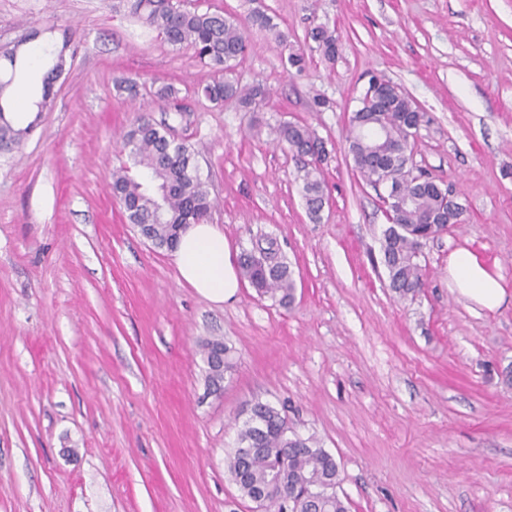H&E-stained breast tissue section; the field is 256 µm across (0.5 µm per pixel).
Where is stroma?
Returning <instances> with one entry per match:
<instances>
[{"label": "stroma", "mask_w": 512, "mask_h": 512, "mask_svg": "<svg viewBox=\"0 0 512 512\" xmlns=\"http://www.w3.org/2000/svg\"><path fill=\"white\" fill-rule=\"evenodd\" d=\"M130 5L0 0V51L36 28L56 49L65 26L75 50L38 123L0 141V512H254L226 460L257 399L335 457L348 512H512V0H185L259 7L286 36L248 32L237 74L268 91L257 112L201 96L209 69ZM321 24L335 59L310 36ZM374 76L432 116L414 158L466 207L423 246L412 300L388 286L384 205L346 141ZM166 84L176 100L156 97ZM141 105L196 149L233 256L271 244L291 264V308L244 281L211 303L129 224L109 185ZM283 121L327 144L319 219ZM459 248L498 265L497 310L452 288ZM212 336L237 360L217 396L199 352ZM311 37L318 42L322 55L325 58L333 59L336 57L339 48V39L336 37V31H330L324 26H318L311 32Z\"/></svg>", "instance_id": "35a3bbf8"}]
</instances>
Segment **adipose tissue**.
<instances>
[{
	"instance_id": "adipose-tissue-1",
	"label": "adipose tissue",
	"mask_w": 512,
	"mask_h": 512,
	"mask_svg": "<svg viewBox=\"0 0 512 512\" xmlns=\"http://www.w3.org/2000/svg\"><path fill=\"white\" fill-rule=\"evenodd\" d=\"M174 261L181 279L202 297L221 303L235 295L239 283L232 251L216 225H191L174 250ZM448 277L462 296L485 309L498 308L504 299L501 275L489 271L469 250L450 254Z\"/></svg>"
}]
</instances>
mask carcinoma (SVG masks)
<instances>
[{
  "label": "carcinoma",
  "mask_w": 512,
  "mask_h": 512,
  "mask_svg": "<svg viewBox=\"0 0 512 512\" xmlns=\"http://www.w3.org/2000/svg\"><path fill=\"white\" fill-rule=\"evenodd\" d=\"M134 14L169 44L192 49L211 70L212 81L201 87L207 100L217 105L235 100L246 109L265 102L263 86L244 89L233 73L247 47L246 28L273 30L270 16L254 9L242 22L231 15L180 9L174 0H136ZM311 37L324 57H336V31L318 26ZM64 62L60 51H55L54 63L42 81L41 98L35 102L37 111L46 107L52 75ZM385 87V101L370 85L358 98L359 108L349 118L347 141L354 170L363 182L409 200L402 207H391L393 217L382 231L380 247L388 288L405 299L424 286L423 242L442 228L460 223L465 209L449 196L447 185L428 177L414 161L416 140L431 117L398 85L387 80ZM370 121L386 132L378 154L361 135ZM277 135L295 153L302 197L310 217L317 219L325 203L324 140L310 127L288 121L279 125ZM123 151L127 160L112 171V194L130 223L150 225L155 247L171 249L177 224L208 222L213 201L208 185L197 174L189 144L171 138L168 128L141 118L124 135ZM240 275L275 306L288 308L295 302L294 271L284 259L269 264L261 256L244 253ZM201 355L208 388L218 393L224 374L235 366L233 348L214 336L202 342ZM228 468L242 496L257 503L262 512H347L336 491H328L338 481L336 459L311 436L295 439L287 416L268 403L258 400L247 408Z\"/></svg>",
  "instance_id": "obj_1"
}]
</instances>
